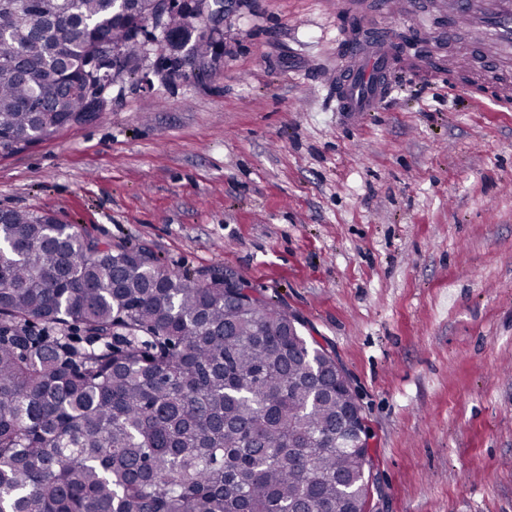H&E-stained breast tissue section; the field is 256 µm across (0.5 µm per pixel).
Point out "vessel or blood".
Returning <instances> with one entry per match:
<instances>
[{"instance_id":"1","label":"vessel or blood","mask_w":512,"mask_h":512,"mask_svg":"<svg viewBox=\"0 0 512 512\" xmlns=\"http://www.w3.org/2000/svg\"><path fill=\"white\" fill-rule=\"evenodd\" d=\"M347 11L359 20L371 23V39L362 40L343 35L345 55L336 69V91L339 111L356 115L374 111L387 94L395 70L410 73L446 74V58L436 55L398 57L393 49L400 37L398 30L374 22L366 0H346ZM448 24L435 30L434 41L454 38L458 29L482 32V52L490 58H512V0H449Z\"/></svg>"}]
</instances>
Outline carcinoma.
Wrapping results in <instances>:
<instances>
[{"mask_svg":"<svg viewBox=\"0 0 512 512\" xmlns=\"http://www.w3.org/2000/svg\"><path fill=\"white\" fill-rule=\"evenodd\" d=\"M152 0H0V154L79 123L105 73L133 71ZM171 63L215 44L184 3L156 24ZM110 44V63L94 65ZM0 222V512H354L367 448L336 447L351 388L288 312L146 246L47 215ZM43 325L32 335L31 322ZM77 324L83 346L69 335Z\"/></svg>","mask_w":512,"mask_h":512,"instance_id":"1","label":"carcinoma"}]
</instances>
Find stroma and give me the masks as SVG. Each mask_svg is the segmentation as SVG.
Here are the masks:
<instances>
[{
  "label": "stroma",
  "instance_id": "1",
  "mask_svg": "<svg viewBox=\"0 0 512 512\" xmlns=\"http://www.w3.org/2000/svg\"><path fill=\"white\" fill-rule=\"evenodd\" d=\"M337 0H227L212 55L158 31L100 118L0 155V210L232 271L344 369L366 512H512V109L397 74L345 121Z\"/></svg>",
  "mask_w": 512,
  "mask_h": 512
}]
</instances>
